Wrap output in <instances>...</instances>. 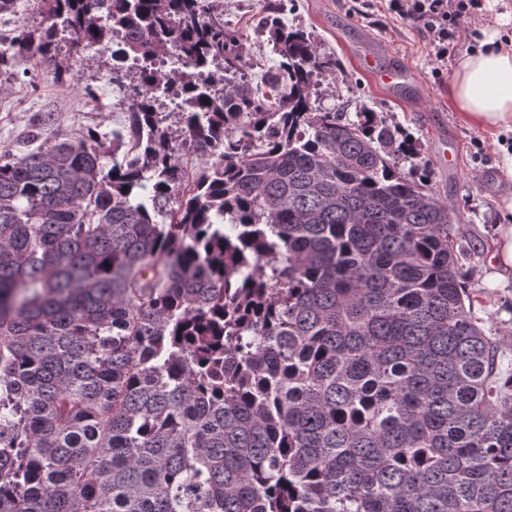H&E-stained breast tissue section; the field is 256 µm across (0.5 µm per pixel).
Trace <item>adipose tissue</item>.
<instances>
[{
	"label": "adipose tissue",
	"instance_id": "obj_1",
	"mask_svg": "<svg viewBox=\"0 0 512 512\" xmlns=\"http://www.w3.org/2000/svg\"><path fill=\"white\" fill-rule=\"evenodd\" d=\"M497 39L485 34L483 49L458 61L448 89L459 116L481 127L512 126V49Z\"/></svg>",
	"mask_w": 512,
	"mask_h": 512
}]
</instances>
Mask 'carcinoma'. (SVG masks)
<instances>
[{
	"label": "carcinoma",
	"mask_w": 512,
	"mask_h": 512,
	"mask_svg": "<svg viewBox=\"0 0 512 512\" xmlns=\"http://www.w3.org/2000/svg\"><path fill=\"white\" fill-rule=\"evenodd\" d=\"M41 7L0 67L62 77L60 34L123 28L120 54L185 59L193 111L169 123L158 76L114 66L112 137L0 149V512H512V373L412 140L315 105L336 60L281 2L259 88L213 0Z\"/></svg>",
	"instance_id": "cac0c4a2"
}]
</instances>
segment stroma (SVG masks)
Here are the masks:
<instances>
[{"mask_svg": "<svg viewBox=\"0 0 512 512\" xmlns=\"http://www.w3.org/2000/svg\"><path fill=\"white\" fill-rule=\"evenodd\" d=\"M268 0H224V26L235 32L248 53L243 66L252 85H259L279 60L267 34L258 30ZM283 18L312 36L320 55L334 57V74L320 78L317 105L362 108L384 117L413 137L430 165L436 196L454 209V219L475 248L462 259L465 285L475 298L474 314L494 335L512 334V270L494 265L498 227L512 213L506 198L512 178L500 168L504 153H512V131L466 123L448 96L459 59L476 51L484 31L512 32V0H485V14L463 19L471 31L448 50V69L433 76L435 66L425 35L415 26L392 18L385 0H373L367 15L354 13L351 0H288ZM382 46L394 61L404 63L420 80L415 89L389 93L376 87L356 63L357 52ZM126 90L114 83L96 50L84 53L73 78L58 79L53 68L33 58H16L0 71V146L18 148L28 119L35 112L55 113L54 126L43 139L93 130L111 133L125 120Z\"/></svg>", "mask_w": 512, "mask_h": 512, "instance_id": "1", "label": "stroma"}]
</instances>
